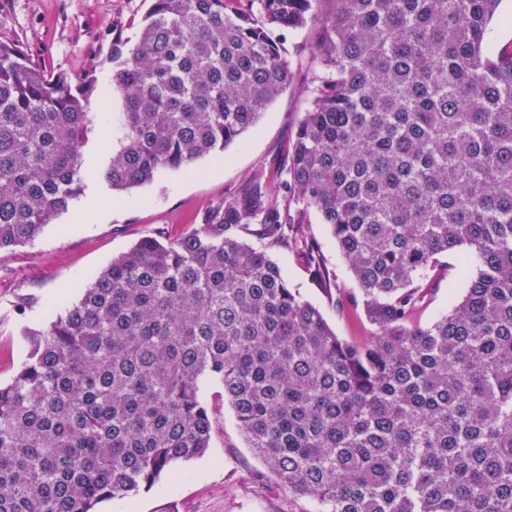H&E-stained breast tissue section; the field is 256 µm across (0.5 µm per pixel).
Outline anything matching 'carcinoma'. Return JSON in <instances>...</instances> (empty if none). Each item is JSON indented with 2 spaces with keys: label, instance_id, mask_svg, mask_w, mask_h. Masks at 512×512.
I'll return each instance as SVG.
<instances>
[{
  "label": "carcinoma",
  "instance_id": "cac0c4a2",
  "mask_svg": "<svg viewBox=\"0 0 512 512\" xmlns=\"http://www.w3.org/2000/svg\"><path fill=\"white\" fill-rule=\"evenodd\" d=\"M502 0H151L112 39V158L124 193L222 152L293 83L280 32L319 70L288 165L257 172L174 241L145 237L25 333L0 386V512H96L203 456L221 389L252 452L311 512H512V49ZM77 85L0 41V251L82 191ZM329 226L364 311L336 335L268 252ZM262 226L265 243L244 236ZM463 293L418 320L444 258ZM500 15L511 17V23L494 22L489 27V36L498 48H508L512 45V0H503L500 5Z\"/></svg>",
  "mask_w": 512,
  "mask_h": 512
}]
</instances>
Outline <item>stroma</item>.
<instances>
[{
  "label": "stroma",
  "mask_w": 512,
  "mask_h": 512,
  "mask_svg": "<svg viewBox=\"0 0 512 512\" xmlns=\"http://www.w3.org/2000/svg\"><path fill=\"white\" fill-rule=\"evenodd\" d=\"M150 8L149 0H0V40L15 43L48 72L78 82L89 63H96L98 91L86 106L88 133L81 146L95 171L85 174L74 206L55 217L31 243L0 252V384H8L26 358L24 330L48 326L55 316V300L76 301L82 280L128 251L139 239L162 236L175 239L202 224L214 207L233 199L258 170L284 165L286 150L303 117L313 85V43L308 32L289 31L282 49L295 79L273 102L242 145L215 153L196 164L194 173L166 171L151 184L115 196L103 171L112 156L104 136L108 114L120 111L112 94V65L108 50L112 38L134 40ZM104 206L95 224L80 223V207ZM307 237L322 246V262L330 289L313 281L310 269L287 246L270 248L290 287L318 306L337 335L349 341L367 335L363 313L339 311L336 300L358 291V285L336 250L327 225L310 213ZM213 422L208 452L181 464L187 477L162 476L152 489H143L121 501H103L97 512H310L309 500L278 485L257 458L240 430L227 402L207 379L199 383Z\"/></svg>",
  "instance_id": "1"
}]
</instances>
